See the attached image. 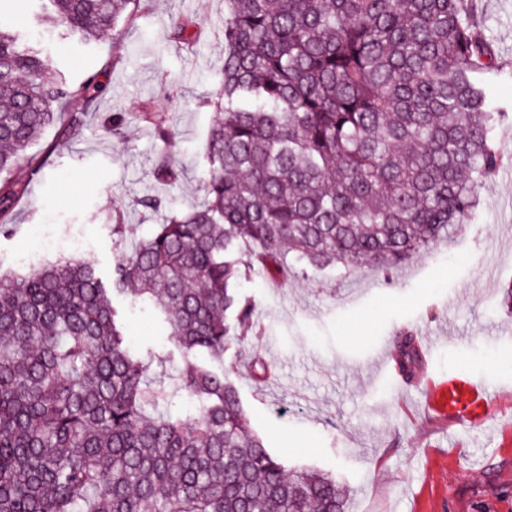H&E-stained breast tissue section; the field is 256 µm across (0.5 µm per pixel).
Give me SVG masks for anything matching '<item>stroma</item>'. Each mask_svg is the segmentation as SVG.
<instances>
[{
	"label": "stroma",
	"instance_id": "obj_1",
	"mask_svg": "<svg viewBox=\"0 0 512 512\" xmlns=\"http://www.w3.org/2000/svg\"><path fill=\"white\" fill-rule=\"evenodd\" d=\"M499 61L512 69V0H474ZM133 18L88 45L48 32L42 0H8L0 23L20 32L60 64L72 84L100 72L105 90L76 131L48 127L54 151L41 180L28 182L16 208L22 230L0 239V271L22 273L20 255L49 242L83 241L74 259L103 276L123 253L149 237L169 211L206 201L203 154L214 121L209 104L224 66V0H136ZM182 16L195 37L175 38ZM152 110L175 134L164 146L142 113ZM180 171L159 185L160 153ZM512 161L484 186L473 223L430 245L391 277L370 266L295 272L272 280L261 269L239 281L253 307L248 330L224 355L246 424L288 467L336 477L346 512H512V405L493 408L485 429L452 423L428 408L458 377L488 393L512 392ZM158 198L149 210L140 199ZM120 213L124 237L105 215ZM125 332L151 373L183 363L151 304L114 299ZM412 339L417 356L402 382L376 376L378 350L397 355ZM166 364H156V357ZM268 369L255 379V362Z\"/></svg>",
	"mask_w": 512,
	"mask_h": 512
}]
</instances>
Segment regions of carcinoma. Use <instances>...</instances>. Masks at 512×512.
Returning a JSON list of instances; mask_svg holds the SVG:
<instances>
[{
	"label": "carcinoma",
	"instance_id": "obj_1",
	"mask_svg": "<svg viewBox=\"0 0 512 512\" xmlns=\"http://www.w3.org/2000/svg\"><path fill=\"white\" fill-rule=\"evenodd\" d=\"M44 21L82 43L135 0H45ZM472 0H224V77L209 132L207 204L170 212L112 269L59 259L0 274V512H345L343 487L290 470L245 426L224 353L250 323L241 266L288 277L369 265L384 274L475 219L503 164L512 104ZM100 93L0 27V236L17 233L25 164ZM171 184L164 153L154 169ZM148 302L185 366L151 391L112 295ZM208 354L211 364L194 361Z\"/></svg>",
	"mask_w": 512,
	"mask_h": 512
}]
</instances>
